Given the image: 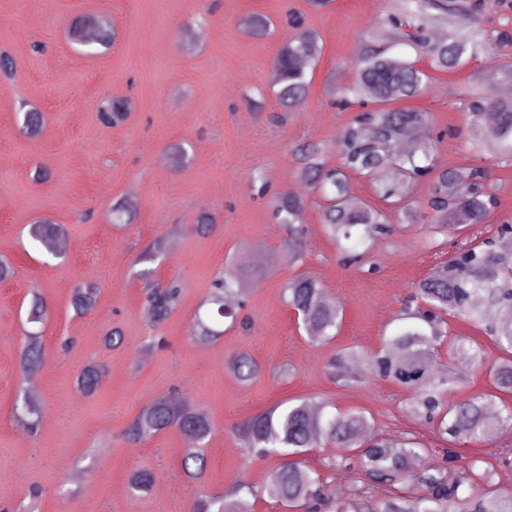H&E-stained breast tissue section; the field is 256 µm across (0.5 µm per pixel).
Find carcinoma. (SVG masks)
I'll list each match as a JSON object with an SVG mask.
<instances>
[{"mask_svg": "<svg viewBox=\"0 0 512 512\" xmlns=\"http://www.w3.org/2000/svg\"><path fill=\"white\" fill-rule=\"evenodd\" d=\"M500 5L512 8V0H387L383 30L368 37L352 63L354 79L348 96L338 101L342 108H358L353 121L338 136L342 162L328 168L321 161L318 143H306L296 150L299 175L322 195V224L338 243L346 242L345 260L349 265L374 269L376 239L395 230V224H415L418 215L412 190L422 178L431 179L425 209L429 212L433 242L448 243L462 236L469 226L485 224L497 200L488 187L490 172L482 166L441 169L436 164L435 144L417 142L407 149L399 147L411 129L429 122V113L403 108L400 103L418 97L429 78L428 70L452 72L467 67L482 56L488 70L512 79V45L508 34L484 28L478 15ZM449 25L443 38L434 39L438 24ZM249 33L262 36L269 22L261 14L244 20ZM296 33L285 38L276 53L274 68L277 103L283 112H293L306 100L311 77L321 59L319 37L294 22ZM393 41L415 50L427 61V69L416 62L391 53L383 43ZM71 41L82 46V53L94 55L108 49L110 32L95 27V38L87 41L76 28ZM471 129L478 142L499 160L512 162V98L494 94L488 84L474 88L466 103ZM128 112L124 100H106L97 108L98 121L110 127L123 121ZM42 115L33 110L23 113L22 128L30 137L39 134ZM361 176L373 182L378 203L355 198L351 179ZM306 199L289 191L275 200L277 223L288 230V250L284 259L290 265L303 262L300 216ZM509 225L502 224L494 234L457 252L434 266L413 285L411 299L397 313L395 326L383 337L381 346L360 358L343 351L331 360V370L341 378L356 368L364 376L392 382L412 395L411 412L434 424L442 438L489 443L504 429H512V251L501 247ZM62 226L49 221L33 227L32 235L51 255H57V239ZM153 270L144 269L147 304L156 323L167 320L177 308L181 288L177 281L159 288L151 281ZM246 273L231 267L214 284L209 301L215 315L238 322L239 313L227 298L242 293ZM286 302L301 317L309 340L322 343L336 336L343 320V309L322 298L319 283L299 276L284 289ZM100 289L91 283L75 289L72 305L79 314L91 311ZM47 315L42 297L33 296L28 320L41 323ZM463 318L483 324L484 334L499 356L490 359L485 347L473 339L451 333L449 320ZM451 361H461L484 371L493 384L487 394L453 398L456 377L433 371L440 352ZM44 363L41 332L25 336L20 366L37 373ZM232 372L243 382L259 372L246 353L228 361ZM105 367L89 362L77 377V387L85 397L94 396ZM329 404L296 398L247 419L238 428L245 447L261 458H279L264 482L256 486L243 479L222 496H198L191 512H250L248 498H267L286 504L296 512H512V487L494 481V472L480 468L473 460L461 468L420 467L425 448L415 436L398 441L386 440L373 431V420L364 410L330 413ZM15 417L29 431L39 427V410L30 393L22 394L15 405ZM176 430L188 441L182 457L187 479L202 483L208 461L199 445L214 431L209 415L182 405L175 394L155 398L143 407L124 431L127 442L137 447L160 433ZM328 443L339 449L326 458L322 469L306 464L304 454ZM343 468L356 479L348 492L336 495L327 471ZM155 475L138 470L130 475L133 493H147ZM385 487L387 496L376 497Z\"/></svg>", "mask_w": 512, "mask_h": 512, "instance_id": "cac0c4a2", "label": "carcinoma"}]
</instances>
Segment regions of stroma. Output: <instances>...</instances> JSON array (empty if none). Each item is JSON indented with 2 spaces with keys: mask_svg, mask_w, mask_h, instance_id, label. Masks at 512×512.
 <instances>
[{
  "mask_svg": "<svg viewBox=\"0 0 512 512\" xmlns=\"http://www.w3.org/2000/svg\"><path fill=\"white\" fill-rule=\"evenodd\" d=\"M386 0H0V48L15 58L13 80H0V257L14 267L0 281V505L32 501L36 512H191L201 494H221L237 480L262 484L275 459L241 448L238 424L271 406L298 397L324 400L345 411H368L386 439L418 436L430 453L425 465L445 466L437 437L405 407L406 392L374 377L340 384L327 371L337 350L366 354L379 347L411 286L455 250L434 247L427 219L378 238L376 270L343 266L341 251L323 231L322 201L298 175L297 146L319 143L330 166L340 163L336 136L353 118L331 103L351 80L349 66L366 35L377 32ZM301 14L323 52L304 104L281 117L269 74L291 29L287 11ZM260 13L270 34L254 36L242 25ZM103 20L114 32L100 55L79 54L69 41L76 21ZM483 60L452 73H431L425 93L413 100L429 112L426 137L439 166L487 167L497 208L490 226L512 221V166L472 143L467 94L482 74ZM260 98L253 109L247 98ZM107 98L130 103L125 121L103 127L97 106ZM42 112L32 138L20 130L22 106ZM47 173L35 180L36 169ZM295 190L306 196L307 230L302 264L282 262L286 231L275 223L271 201ZM218 219L211 234H198L200 214ZM65 228L62 257L47 255L30 236L37 220ZM168 250L155 263V280H178L182 297L164 323L147 317L138 276L143 250L158 237ZM271 262L261 278L246 280L243 314L248 330L217 322L216 341L194 336L195 318H209L205 300L226 264ZM315 278L343 308V322L329 344L309 342L284 300L289 280ZM100 289L97 306L75 314L78 284ZM48 315L41 327L44 366L35 394L41 421L29 433L13 417L29 385L19 365L32 295ZM119 327L120 347L107 350L102 336ZM152 336L168 346H148ZM74 346L63 350L64 339ZM247 353L260 371L244 383L226 362ZM93 360L107 373L87 398L75 380ZM175 392L190 396L215 424L205 446L202 484L181 466L185 438L163 432L139 447L123 433L150 401ZM155 474L152 490L133 497L129 477Z\"/></svg>",
  "mask_w": 512,
  "mask_h": 512,
  "instance_id": "obj_1",
  "label": "stroma"
}]
</instances>
